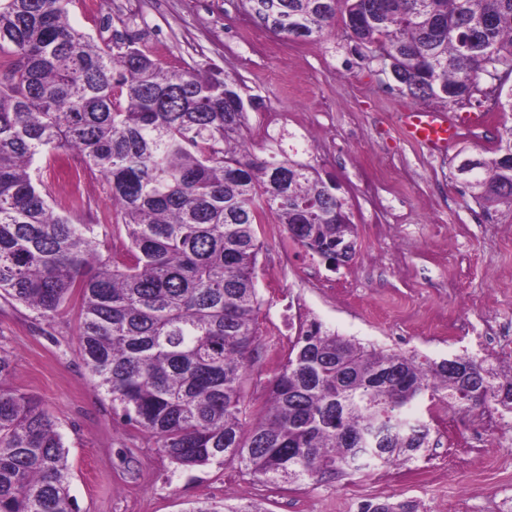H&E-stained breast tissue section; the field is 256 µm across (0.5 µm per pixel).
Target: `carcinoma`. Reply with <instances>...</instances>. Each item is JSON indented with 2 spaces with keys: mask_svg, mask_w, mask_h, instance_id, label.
Masks as SVG:
<instances>
[{
  "mask_svg": "<svg viewBox=\"0 0 512 512\" xmlns=\"http://www.w3.org/2000/svg\"><path fill=\"white\" fill-rule=\"evenodd\" d=\"M71 0H0V296L52 319L80 299L79 352L125 426L183 471L232 467L265 484L403 465L429 447L426 400L512 411V367L420 360L301 324L257 416L244 395L259 346L256 227L328 268L357 229L336 180L311 162L262 159L244 141L239 79L167 70L129 37L102 47L69 21ZM289 39L345 11L407 95L445 104L491 84L512 112V0H251ZM102 175L125 238L101 248L35 178L40 155ZM465 187L512 214V125L494 156L464 161ZM0 352V512H77L54 416L10 382ZM185 512H263L195 502Z\"/></svg>",
  "mask_w": 512,
  "mask_h": 512,
  "instance_id": "carcinoma-1",
  "label": "carcinoma"
}]
</instances>
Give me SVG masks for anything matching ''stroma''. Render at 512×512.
Instances as JSON below:
<instances>
[{"mask_svg":"<svg viewBox=\"0 0 512 512\" xmlns=\"http://www.w3.org/2000/svg\"><path fill=\"white\" fill-rule=\"evenodd\" d=\"M72 25L109 43L135 37L166 68L195 66L211 72L232 69L244 96L261 102L249 114L247 135L256 154L299 149L340 185L358 226L356 255L332 271L319 258L291 245L285 231L258 230L262 300L261 348L246 393L254 406L266 397L279 366L272 349L287 351L299 313L363 344L415 351L434 360L473 349L470 336H438L436 314L481 321L472 296L485 297L501 320H512V213L485 212L459 178V161L490 151L502 123L512 114L492 112L480 130L461 131L447 153L433 154L409 140L401 112L416 108L390 73L365 47L352 41L343 21L320 39H288L268 28L240 32L249 0H101L100 16L85 0H72ZM281 114L269 135L267 113ZM392 170L375 195L363 187L380 162ZM83 206L71 212L76 224L112 216L116 206L105 179L81 173ZM462 248L448 256V238ZM288 252V271L273 264ZM79 307L69 304L53 321L0 298V350L14 361L11 382L37 395L58 422L71 469L70 493L79 512H181L184 503L233 496L262 502L267 512H355L362 498L409 501L420 512H457L465 493L487 497L512 491V438L494 435L485 455L468 456L467 470L431 481V463L462 454L467 411L440 408L431 423V446L404 466L405 479L392 484L385 471L366 470L332 481L288 488L264 486L235 469L177 470L145 433H129L112 414L111 401L85 370L77 338Z\"/></svg>","mask_w":512,"mask_h":512,"instance_id":"35a3bbf8","label":"stroma"}]
</instances>
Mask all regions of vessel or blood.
Segmentation results:
<instances>
[{
	"label": "vessel or blood",
	"instance_id": "vessel-or-blood-1",
	"mask_svg": "<svg viewBox=\"0 0 512 512\" xmlns=\"http://www.w3.org/2000/svg\"><path fill=\"white\" fill-rule=\"evenodd\" d=\"M486 120L485 113L465 114L414 109L403 113L401 121L408 136L430 151L443 153L454 143L460 129L466 126L481 127Z\"/></svg>",
	"mask_w": 512,
	"mask_h": 512
}]
</instances>
